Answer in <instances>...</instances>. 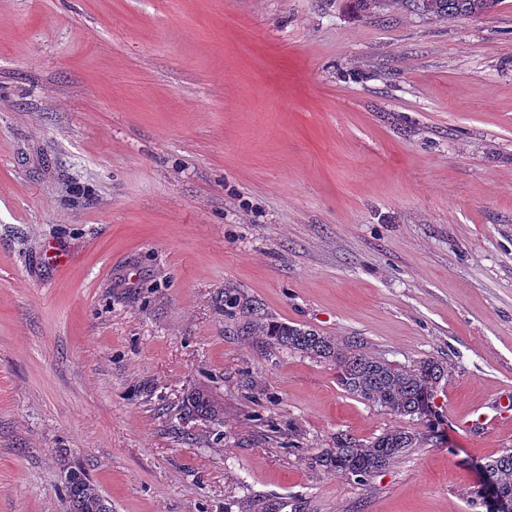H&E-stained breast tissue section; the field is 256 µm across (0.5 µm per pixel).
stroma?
<instances>
[{
  "mask_svg": "<svg viewBox=\"0 0 512 512\" xmlns=\"http://www.w3.org/2000/svg\"><path fill=\"white\" fill-rule=\"evenodd\" d=\"M228 288L448 359L440 439L363 484L311 467L424 424L236 335ZM201 384L223 442L178 416ZM507 450L512 0H0V512H64L65 462L112 512H480ZM354 13L368 14L401 5L409 12L429 19L487 15L501 4L500 0H347Z\"/></svg>",
  "mask_w": 512,
  "mask_h": 512,
  "instance_id": "35a3bbf8",
  "label": "stroma"
}]
</instances>
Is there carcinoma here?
I'll use <instances>...</instances> for the list:
<instances>
[{
	"instance_id": "carcinoma-1",
	"label": "carcinoma",
	"mask_w": 512,
	"mask_h": 512,
	"mask_svg": "<svg viewBox=\"0 0 512 512\" xmlns=\"http://www.w3.org/2000/svg\"><path fill=\"white\" fill-rule=\"evenodd\" d=\"M355 13L368 14L402 6L409 12L429 19L487 15L501 0H347ZM224 316L237 324L236 334L256 336L276 349L303 354L336 365L338 383L351 396L392 415L426 422L429 433L405 429H387L379 435L360 440L338 432L333 447L322 449L314 464L345 477L361 471L363 480L378 469H386L413 448L435 434L433 409L435 395L452 372L450 363L426 357L411 366H399L371 357L356 345H339L330 336L301 325L275 320L263 312L258 303L233 293H224ZM187 418L216 420L224 414L221 402L199 388L186 397L182 405ZM487 471L512 495V451L485 462ZM60 496L65 512H112V502L78 465L64 469Z\"/></svg>"
}]
</instances>
